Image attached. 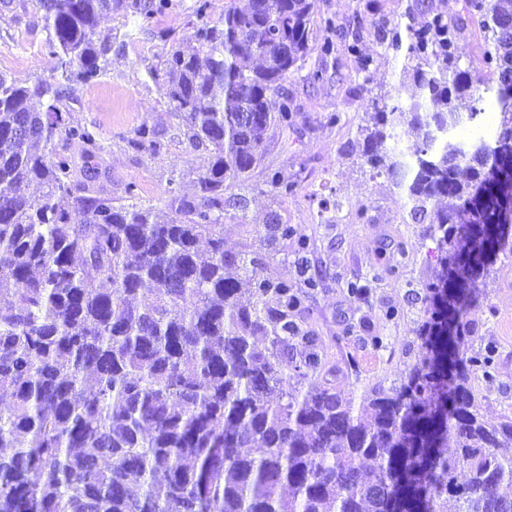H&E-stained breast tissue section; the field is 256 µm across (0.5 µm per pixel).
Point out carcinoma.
Here are the masks:
<instances>
[{
    "label": "carcinoma",
    "mask_w": 512,
    "mask_h": 512,
    "mask_svg": "<svg viewBox=\"0 0 512 512\" xmlns=\"http://www.w3.org/2000/svg\"><path fill=\"white\" fill-rule=\"evenodd\" d=\"M316 0H250L207 17L196 44L150 71L182 142L209 155L197 194H177L173 222L75 179L99 146L64 119L104 71L106 13L136 10L147 27L165 0H37L61 74L28 85L0 70V512H512V417L489 422L477 373L491 354L442 360L436 328L467 312L504 252L497 174L512 160V0H465L484 29L485 73L460 65L459 23L377 22L412 67L414 102H373L351 150L406 195L435 243L420 281L422 358L400 383L357 392L324 370L308 301L326 276H306V241L272 210L260 247L224 249V213L260 163L273 128L292 120L284 82L310 49ZM318 46L358 54L342 27ZM45 102V109L32 100ZM489 135L459 134L486 112ZM161 149L145 126L128 140ZM271 191L295 181L274 171ZM296 240L304 287L265 273L267 254ZM301 360H295V354ZM305 382L288 392V369Z\"/></svg>",
    "instance_id": "cac0c4a2"
}]
</instances>
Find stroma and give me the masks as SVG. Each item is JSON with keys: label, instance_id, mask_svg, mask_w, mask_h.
<instances>
[{"label": "stroma", "instance_id": "1", "mask_svg": "<svg viewBox=\"0 0 512 512\" xmlns=\"http://www.w3.org/2000/svg\"><path fill=\"white\" fill-rule=\"evenodd\" d=\"M381 15L403 25L421 21L429 10L441 9L459 25L458 52L462 66L482 69L483 31L463 9V0H317V13L341 27L359 26V56L337 51L321 60L317 46L324 36L314 30L311 49L286 86L294 101L293 124L273 130L259 166L246 180V210L227 209L224 246L239 252L254 250L267 211H278L308 242L311 271L328 274L326 286L312 300L309 326L322 340L323 358L340 380L352 386L391 384L418 356L417 322L424 304L417 300L419 281L429 274L430 239L423 227L408 222L405 197L363 158L349 149L372 110L374 98L387 94L409 101L412 80L400 77L401 65L379 41L370 25L369 3ZM197 0H168L148 29H139L131 12L105 17L101 36L112 39V56L103 74L85 87L71 116L102 145L96 160L95 186L125 197L134 190L137 203L165 210L168 186L178 178L180 192L196 193V174L207 156L192 152L177 138V121L168 111L164 89L150 76L172 48L193 42L201 21ZM43 12L35 0H0V70L27 81L57 73V59L45 46ZM369 59L361 71V59ZM319 80H312L315 71ZM338 122H331V115ZM162 135L160 153H136L127 141L141 126ZM281 171L298 182L294 194L280 197L265 182L266 170ZM340 207L321 212V198ZM366 219L355 216L359 206ZM366 284L357 298L349 282ZM380 345H373V338ZM466 347L490 350L494 378L478 379L474 390L489 421L512 415V253L500 254L481 286V299L468 314Z\"/></svg>", "mask_w": 512, "mask_h": 512}]
</instances>
